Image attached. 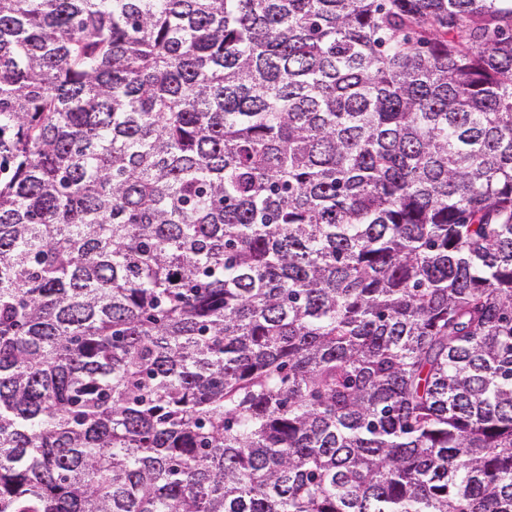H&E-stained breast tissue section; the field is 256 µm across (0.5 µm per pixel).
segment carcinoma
I'll return each instance as SVG.
<instances>
[{
  "label": "carcinoma",
  "instance_id": "carcinoma-1",
  "mask_svg": "<svg viewBox=\"0 0 512 512\" xmlns=\"http://www.w3.org/2000/svg\"><path fill=\"white\" fill-rule=\"evenodd\" d=\"M0 512H512V0H0Z\"/></svg>",
  "mask_w": 512,
  "mask_h": 512
}]
</instances>
